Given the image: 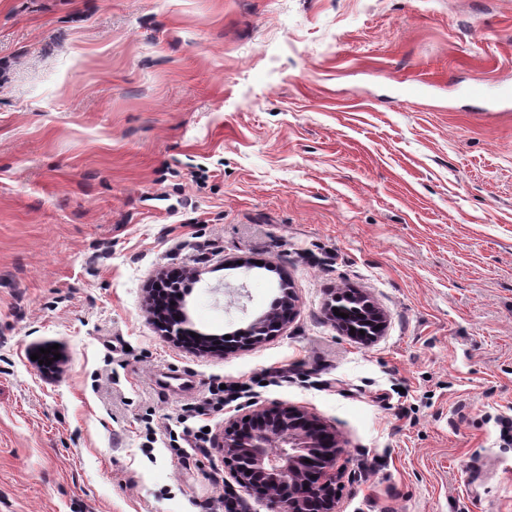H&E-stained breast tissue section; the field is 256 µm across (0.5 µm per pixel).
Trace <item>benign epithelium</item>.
<instances>
[{"label":"benign epithelium","instance_id":"obj_1","mask_svg":"<svg viewBox=\"0 0 512 512\" xmlns=\"http://www.w3.org/2000/svg\"><path fill=\"white\" fill-rule=\"evenodd\" d=\"M275 305L279 311H267L248 329L214 346L199 337L198 353L224 355L276 335L296 314L293 290L283 289ZM334 307L348 314L335 317L347 328L365 331L385 325L384 314L369 312L359 295L337 296ZM187 323L186 313L179 311L178 317L163 322L164 336L178 341ZM219 447L238 487L269 495L274 512H336L342 446L336 431L318 416L288 404L253 409L224 427Z\"/></svg>","mask_w":512,"mask_h":512}]
</instances>
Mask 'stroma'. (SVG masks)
<instances>
[{
	"label": "stroma",
	"mask_w": 512,
	"mask_h": 512,
	"mask_svg": "<svg viewBox=\"0 0 512 512\" xmlns=\"http://www.w3.org/2000/svg\"><path fill=\"white\" fill-rule=\"evenodd\" d=\"M186 265L193 330L296 315L199 356L148 312ZM279 403L335 428L337 512H512V0H0V512H270L215 439ZM296 296L291 288H284L282 296L278 297L275 301L278 312L273 313L267 311L263 315L257 317L249 326L248 329L230 334L231 339H225L224 342H217L219 344H209L205 340L208 336H197V338L204 342L198 345L197 351L201 355H224L229 352L252 347L262 343L271 336H275L280 332L286 323L290 322L296 314ZM214 347V350H211ZM334 305L330 316L335 318V322L340 325H344L347 328H354L356 330H363L365 333L368 329L377 331L376 335H379L385 325L384 314L376 308L374 313H369V305L362 296L356 294H345L341 296H335ZM334 308H338L340 313L348 314L347 318L337 316L334 314ZM380 326V329H377ZM214 398H210L205 401L203 405L197 407H189L183 410V414L177 417V421L180 425H183V433L194 440V447L199 450H203V444L208 441L207 432H203L206 425L198 427L189 426L187 422L191 419L200 418L205 415L206 408L224 407V389H220V384L216 391L211 393Z\"/></svg>",
	"instance_id": "35a3bbf8"
}]
</instances>
